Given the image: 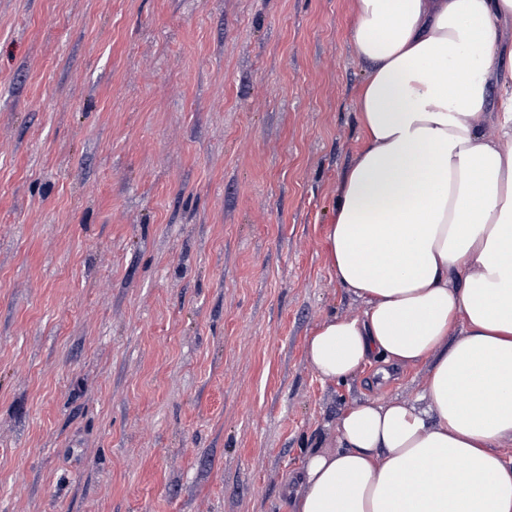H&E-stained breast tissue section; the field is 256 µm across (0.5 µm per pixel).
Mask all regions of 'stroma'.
Returning <instances> with one entry per match:
<instances>
[{"instance_id": "stroma-1", "label": "stroma", "mask_w": 512, "mask_h": 512, "mask_svg": "<svg viewBox=\"0 0 512 512\" xmlns=\"http://www.w3.org/2000/svg\"><path fill=\"white\" fill-rule=\"evenodd\" d=\"M353 0H0V512H291L356 399L317 325Z\"/></svg>"}]
</instances>
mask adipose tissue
Wrapping results in <instances>:
<instances>
[{
	"instance_id": "adipose-tissue-1",
	"label": "adipose tissue",
	"mask_w": 512,
	"mask_h": 512,
	"mask_svg": "<svg viewBox=\"0 0 512 512\" xmlns=\"http://www.w3.org/2000/svg\"><path fill=\"white\" fill-rule=\"evenodd\" d=\"M512 0H355L364 143L328 228L359 317L322 380L425 364L416 402L353 401L288 481L293 512H512Z\"/></svg>"
}]
</instances>
